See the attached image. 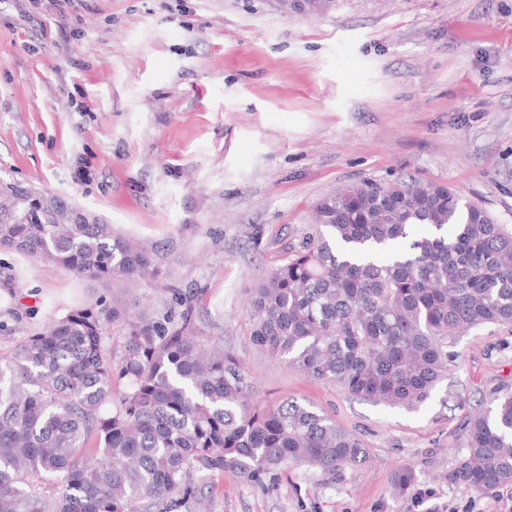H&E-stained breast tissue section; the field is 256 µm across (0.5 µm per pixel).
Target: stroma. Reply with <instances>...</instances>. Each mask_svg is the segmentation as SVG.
<instances>
[{
    "mask_svg": "<svg viewBox=\"0 0 512 512\" xmlns=\"http://www.w3.org/2000/svg\"><path fill=\"white\" fill-rule=\"evenodd\" d=\"M0 178L163 248L157 284L127 289L0 252V350L100 296L159 315L190 289L205 346L243 359L252 401L311 404L365 445L336 476L225 472L202 488L211 512H512V487L448 481L467 420L512 388V326L458 337L407 410L268 357L245 310L345 185L442 184L512 226V0H335L319 17L276 0H0Z\"/></svg>",
    "mask_w": 512,
    "mask_h": 512,
    "instance_id": "1",
    "label": "stroma"
}]
</instances>
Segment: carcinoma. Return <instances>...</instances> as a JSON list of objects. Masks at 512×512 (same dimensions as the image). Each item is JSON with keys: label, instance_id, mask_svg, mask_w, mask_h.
<instances>
[{"label": "carcinoma", "instance_id": "obj_1", "mask_svg": "<svg viewBox=\"0 0 512 512\" xmlns=\"http://www.w3.org/2000/svg\"><path fill=\"white\" fill-rule=\"evenodd\" d=\"M0 180V251L49 259L93 282H151L158 249L104 219L69 224ZM315 233L251 288L250 341L353 398L411 408L448 372L457 336L512 324V228L445 185L348 186L315 207ZM418 225L434 229L412 236ZM179 315L129 314L98 299L0 353V512H198L200 487L233 470L261 480L305 461L336 474L365 458L327 413L251 402L229 350L208 352L194 295ZM122 322L120 358L104 346ZM448 482L512 487V392L467 424Z\"/></svg>", "mask_w": 512, "mask_h": 512}]
</instances>
